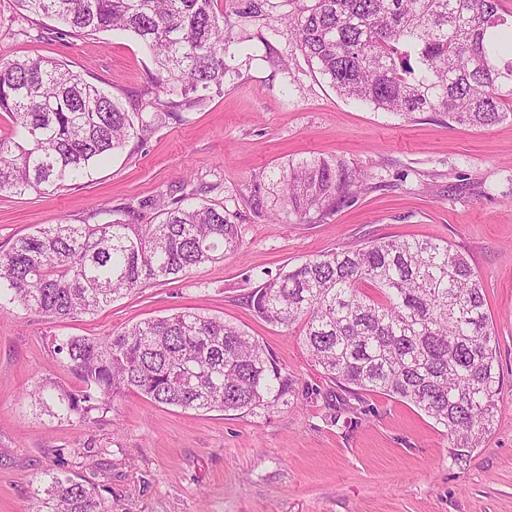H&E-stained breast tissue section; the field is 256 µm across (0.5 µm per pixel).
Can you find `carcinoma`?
Segmentation results:
<instances>
[{
  "label": "carcinoma",
  "mask_w": 512,
  "mask_h": 512,
  "mask_svg": "<svg viewBox=\"0 0 512 512\" xmlns=\"http://www.w3.org/2000/svg\"><path fill=\"white\" fill-rule=\"evenodd\" d=\"M56 33L121 29L153 57L148 106L160 116L200 106L224 83L228 22L214 0H17ZM269 0H241L239 21L266 16ZM295 45L347 99L414 120L485 128L512 120V39L503 44L498 0H289ZM0 192L46 194L150 129L112 91L52 60L0 63ZM363 178L325 158L278 173L283 207L312 222ZM157 224H44L0 250V301L58 320L93 316L143 285L224 260L240 245L224 210L169 205ZM249 303L257 317L301 326L314 365L335 381L409 403L448 432L459 461L483 447L500 373L496 334L479 272L451 244L380 238L312 255L266 281ZM75 379H42L30 404L81 425L134 392L155 406L239 411L273 407L293 392L258 338L220 318L184 310L105 338H56ZM36 512H109L98 489L52 473Z\"/></svg>",
  "instance_id": "1"
}]
</instances>
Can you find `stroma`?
<instances>
[{"instance_id": "stroma-1", "label": "stroma", "mask_w": 512, "mask_h": 512, "mask_svg": "<svg viewBox=\"0 0 512 512\" xmlns=\"http://www.w3.org/2000/svg\"><path fill=\"white\" fill-rule=\"evenodd\" d=\"M271 0L263 23L234 28L222 86L201 106L154 123L146 139L47 195L0 193V250L43 224H103L150 200L208 202L237 224L224 261L148 283L94 316L64 321L0 309V512H34L48 472L98 485L112 512H512V122L448 126L341 97L296 49ZM0 0V60L44 57L134 103L155 64L131 33L55 34ZM336 159L365 172L352 197L309 224L276 213L272 179L288 162ZM382 237L450 242L482 277L502 389L493 428L464 462L445 428L413 405L321 375L298 328L259 319L252 291L307 256ZM191 310L259 338L293 380L288 404L250 411L154 406L128 394L82 426L31 407L42 378L74 386L50 342L105 338Z\"/></svg>"}]
</instances>
